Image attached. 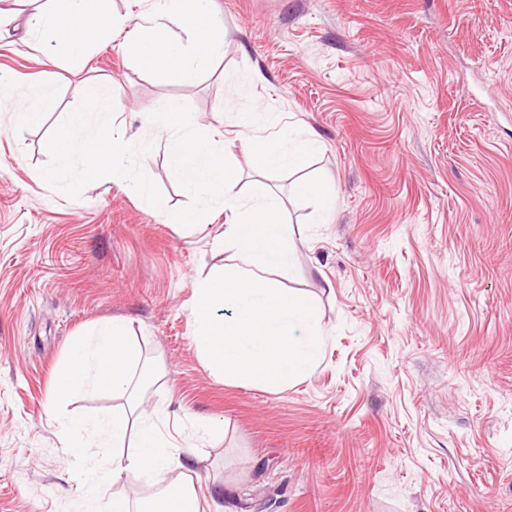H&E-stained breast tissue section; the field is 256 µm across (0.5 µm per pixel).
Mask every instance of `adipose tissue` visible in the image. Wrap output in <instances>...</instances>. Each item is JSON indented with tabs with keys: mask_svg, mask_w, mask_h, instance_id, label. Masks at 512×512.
<instances>
[{
	"mask_svg": "<svg viewBox=\"0 0 512 512\" xmlns=\"http://www.w3.org/2000/svg\"><path fill=\"white\" fill-rule=\"evenodd\" d=\"M165 19L137 41L139 56L160 84L187 82L212 60L224 53V37L215 30L210 0H163ZM124 17L113 16L104 0H52L37 22L42 35L61 36L78 57L88 45L103 36L117 35L127 25ZM86 109L72 113L56 127L48 149L54 164L43 175L55 186L70 178L105 177L111 182L147 195L146 181L132 178L128 163L146 150L147 139L115 141L111 129L92 133L87 113L113 109L112 93L106 84L88 83L84 89ZM265 113L237 112L229 120L248 152L264 169H299L320 149L311 136H295L282 130L277 137L260 135L266 126ZM143 349L132 336L127 321L115 319L97 325L70 345L65 363L55 377V399L68 403L84 390L106 388L120 400L111 412L94 417L69 416L60 436L66 448L82 456L80 474L88 495L122 478L153 476L181 469L184 451L168 440L142 400L152 384L156 368H142ZM201 512L191 476L134 504L130 492L113 494L104 512Z\"/></svg>",
	"mask_w": 512,
	"mask_h": 512,
	"instance_id": "adipose-tissue-1",
	"label": "adipose tissue"
}]
</instances>
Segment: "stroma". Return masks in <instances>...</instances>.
Returning <instances> with one entry per match:
<instances>
[{
    "mask_svg": "<svg viewBox=\"0 0 512 512\" xmlns=\"http://www.w3.org/2000/svg\"><path fill=\"white\" fill-rule=\"evenodd\" d=\"M46 0H0V512H98L58 435L54 379L73 339L131 321L163 376L146 409L193 445L206 512H512V0H211L225 51L189 82L154 83L119 35L80 67L42 38ZM40 126L16 130L43 73ZM111 84L114 122L142 136L138 197L91 177L49 188L47 141ZM190 105L237 170L239 193L276 195L297 230L282 287L312 297L324 340L305 378L267 390L214 374L192 340L193 284L234 264L214 249L223 214L181 229L188 195L173 144L144 114ZM256 108L322 144L299 170H264L228 119ZM335 189L317 210L295 185ZM215 431L200 439L195 422Z\"/></svg>",
    "mask_w": 512,
    "mask_h": 512,
    "instance_id": "35a3bbf8",
    "label": "stroma"
}]
</instances>
